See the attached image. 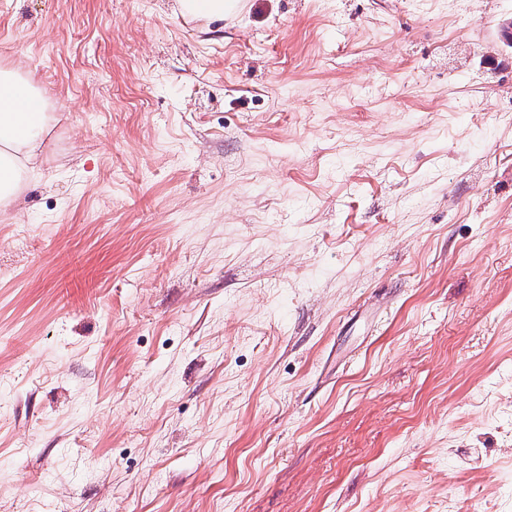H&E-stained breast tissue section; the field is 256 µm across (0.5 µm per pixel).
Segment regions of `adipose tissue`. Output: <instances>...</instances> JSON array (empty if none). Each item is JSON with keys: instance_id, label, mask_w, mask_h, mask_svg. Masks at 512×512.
<instances>
[{"instance_id": "ef3b65f1", "label": "adipose tissue", "mask_w": 512, "mask_h": 512, "mask_svg": "<svg viewBox=\"0 0 512 512\" xmlns=\"http://www.w3.org/2000/svg\"><path fill=\"white\" fill-rule=\"evenodd\" d=\"M49 102L24 65L0 67V208L13 205L51 130Z\"/></svg>"}]
</instances>
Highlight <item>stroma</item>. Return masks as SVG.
<instances>
[{
    "label": "stroma",
    "instance_id": "stroma-1",
    "mask_svg": "<svg viewBox=\"0 0 512 512\" xmlns=\"http://www.w3.org/2000/svg\"><path fill=\"white\" fill-rule=\"evenodd\" d=\"M511 24L0 0V512H512ZM33 72L0 67V208L21 196L32 162L51 130L52 112Z\"/></svg>",
    "mask_w": 512,
    "mask_h": 512
}]
</instances>
